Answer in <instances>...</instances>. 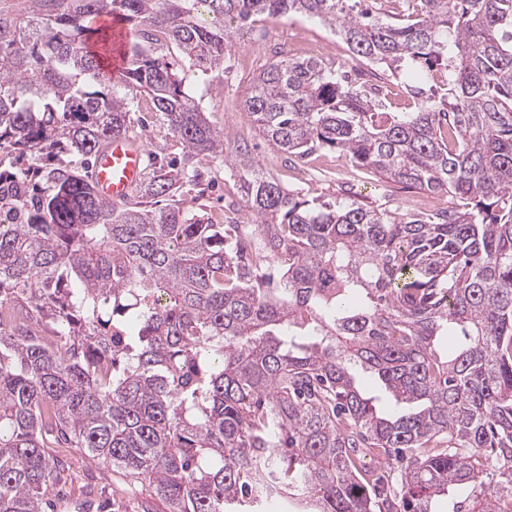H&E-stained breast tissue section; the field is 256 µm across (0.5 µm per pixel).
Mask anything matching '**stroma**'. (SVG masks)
I'll return each mask as SVG.
<instances>
[{
    "instance_id": "stroma-1",
    "label": "stroma",
    "mask_w": 512,
    "mask_h": 512,
    "mask_svg": "<svg viewBox=\"0 0 512 512\" xmlns=\"http://www.w3.org/2000/svg\"><path fill=\"white\" fill-rule=\"evenodd\" d=\"M249 38L265 42L273 51L283 47L288 38L319 43L328 52L325 64L344 58L348 61V72L354 74L361 69L359 61L350 58L347 46L336 35L317 21L304 17H283L267 22L252 30ZM184 74L187 91L200 102L210 119L234 136L246 138L254 147L253 155L259 165L284 186L301 189L305 198L339 203L362 198L401 214L407 213L408 202L430 199V192L379 180L327 151L314 155L309 164V181L300 182L294 161L270 146L259 134L249 113L239 108L238 102L246 94L251 77L242 74L234 60H227L224 71L217 74L204 75L189 68ZM211 176L209 188L197 198L195 205L218 219L224 215L225 202L235 197L234 178L220 164L213 165ZM61 459L65 471L61 492L55 499L56 512H74L75 505L91 493L110 501L109 512H141L140 505L148 498L147 487L130 485L121 472L94 464L80 448L66 449Z\"/></svg>"
}]
</instances>
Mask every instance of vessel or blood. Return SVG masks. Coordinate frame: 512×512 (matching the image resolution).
Wrapping results in <instances>:
<instances>
[{
	"instance_id": "obj_1",
	"label": "vessel or blood",
	"mask_w": 512,
	"mask_h": 512,
	"mask_svg": "<svg viewBox=\"0 0 512 512\" xmlns=\"http://www.w3.org/2000/svg\"><path fill=\"white\" fill-rule=\"evenodd\" d=\"M101 25L110 27L112 33V67L123 65L121 48L126 40L125 29L111 18L101 17ZM144 151L140 142L116 137L111 139L95 156L91 180L97 194L110 202L126 200L144 178Z\"/></svg>"
}]
</instances>
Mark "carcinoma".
Here are the masks:
<instances>
[{
  "mask_svg": "<svg viewBox=\"0 0 512 512\" xmlns=\"http://www.w3.org/2000/svg\"><path fill=\"white\" fill-rule=\"evenodd\" d=\"M363 2L0 5V512L53 508L48 448L84 449L164 512H512V0ZM101 15L129 33L115 77ZM287 15L369 79L267 61L240 101L260 135L464 204L306 200L209 120L179 64L219 70ZM392 80L412 111L367 91ZM143 97L182 158L148 153L114 205L89 170L139 137ZM217 160L240 192L222 224L190 196Z\"/></svg>",
  "mask_w": 512,
  "mask_h": 512,
  "instance_id": "obj_1",
  "label": "carcinoma"
}]
</instances>
